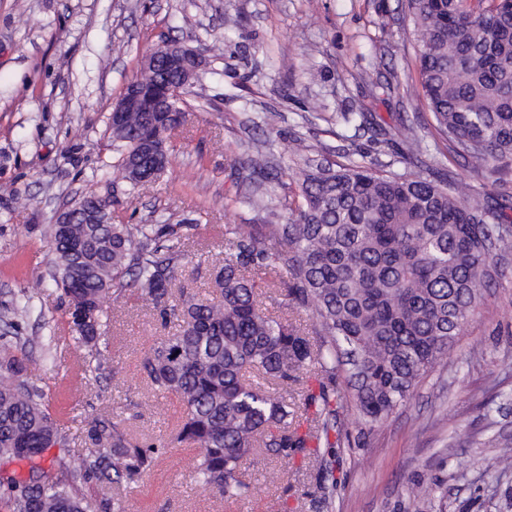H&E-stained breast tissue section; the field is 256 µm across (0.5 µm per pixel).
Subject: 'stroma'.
<instances>
[{"label": "stroma", "instance_id": "stroma-1", "mask_svg": "<svg viewBox=\"0 0 512 512\" xmlns=\"http://www.w3.org/2000/svg\"><path fill=\"white\" fill-rule=\"evenodd\" d=\"M405 0H0V347L14 336L54 337L55 362L40 344L30 382L43 389L79 450L83 419L112 412L140 443L169 441L183 406L156 397L141 360L174 324L133 293L111 303L114 373L87 392L69 389L83 350L68 341L65 304L51 275L47 231L67 204L109 195L119 224H193L179 269L182 284L211 297L213 271L237 250L224 232L236 224L286 223L301 203L288 144L302 140L331 163H392L402 139L380 129L421 127L424 101L407 95L417 78ZM202 50L208 66L187 95L186 122L171 133L161 177L132 186L102 171L112 158L108 118L144 58L161 40ZM364 108L372 130L343 114ZM277 113L275 125L264 122ZM271 153L269 176L251 174L255 150ZM444 170L472 199L512 195V162L475 173L447 158ZM439 366L371 433L360 434L352 406L320 462L300 454L257 455L245 499L224 501L195 482L197 450L170 449L140 480L137 512H512V468L485 470L476 457L512 455V254ZM39 289L32 311L11 306ZM267 313L312 335L311 310L293 308L279 282L266 286Z\"/></svg>", "mask_w": 512, "mask_h": 512}]
</instances>
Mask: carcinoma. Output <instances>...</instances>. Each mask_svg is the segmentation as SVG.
<instances>
[{"label": "carcinoma", "mask_w": 512, "mask_h": 512, "mask_svg": "<svg viewBox=\"0 0 512 512\" xmlns=\"http://www.w3.org/2000/svg\"><path fill=\"white\" fill-rule=\"evenodd\" d=\"M416 36L418 81L433 128L448 152L472 168L495 171L512 162V0L475 10L468 0H407ZM174 70L149 68L140 82L164 87ZM184 99L167 111L127 112L108 128L119 156L103 168L125 170L135 140L147 131L170 138L185 121ZM404 163L431 170L428 149L412 127ZM301 205L284 224L235 225L238 253L215 275V297L198 299L177 286L184 258L180 224H52V279L65 299L71 338L88 364L71 388L110 361L104 303L132 290L178 326L142 360L154 392L184 406L172 438L198 448L193 472L224 500L248 495L244 480L257 453L318 456L312 442L342 428L336 400L350 401L363 427L395 413L418 381L448 353L512 253L507 211L512 199L471 201L453 180L398 173L392 163L325 164L296 143ZM289 274L281 281L298 307L312 309L314 337L264 312L253 268ZM27 336L19 353L0 357V509L4 512H132L131 493L165 446L134 441L122 421L99 413L84 419V446L55 467L44 453L65 449L69 436L44 391L24 375ZM349 365L336 393V371ZM302 370L318 387L301 404L265 389L246 373L282 382ZM23 463L26 471L10 469Z\"/></svg>", "instance_id": "carcinoma-1"}]
</instances>
